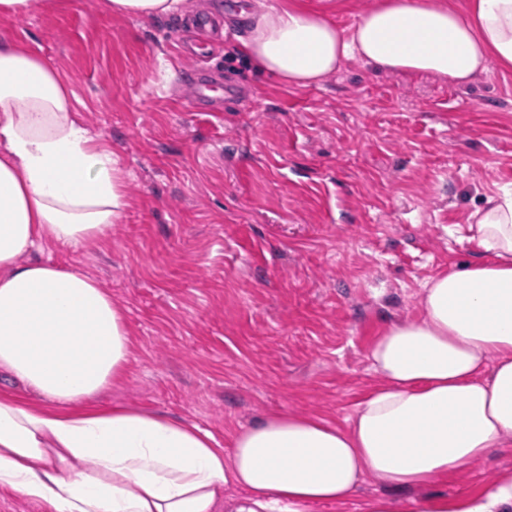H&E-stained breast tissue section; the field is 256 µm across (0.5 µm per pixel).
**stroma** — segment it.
<instances>
[{
  "label": "stroma",
  "mask_w": 512,
  "mask_h": 512,
  "mask_svg": "<svg viewBox=\"0 0 512 512\" xmlns=\"http://www.w3.org/2000/svg\"><path fill=\"white\" fill-rule=\"evenodd\" d=\"M103 2L0 16V37L59 71L125 174L107 241L41 252L124 310L132 353L97 406L163 413L224 449L272 413L346 425L381 382L367 357L381 330L418 317L429 277L488 258L466 228L512 187V70L460 86L352 60L290 90L237 47L242 7L292 0H183L159 18ZM299 2L346 30L376 0ZM189 67L214 75L215 111L194 107ZM504 474L512 447L394 498L453 500Z\"/></svg>",
  "instance_id": "35a3bbf8"
}]
</instances>
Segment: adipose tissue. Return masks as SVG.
Segmentation results:
<instances>
[{"label": "adipose tissue", "instance_id": "adipose-tissue-1", "mask_svg": "<svg viewBox=\"0 0 512 512\" xmlns=\"http://www.w3.org/2000/svg\"><path fill=\"white\" fill-rule=\"evenodd\" d=\"M240 52L288 89L346 61L470 83L512 69V0H380L350 31L294 6L253 14ZM124 173L91 135L58 71L0 39V374L39 395H0V489L52 512H306L373 478L414 490L512 439V189L474 210L465 262L424 286L420 316L388 324L368 358L380 385L348 426L279 413L240 430L231 453L198 427L128 407H90L131 353L123 310L98 281L35 259L45 245L109 237ZM414 512H512V474Z\"/></svg>", "mask_w": 512, "mask_h": 512}]
</instances>
